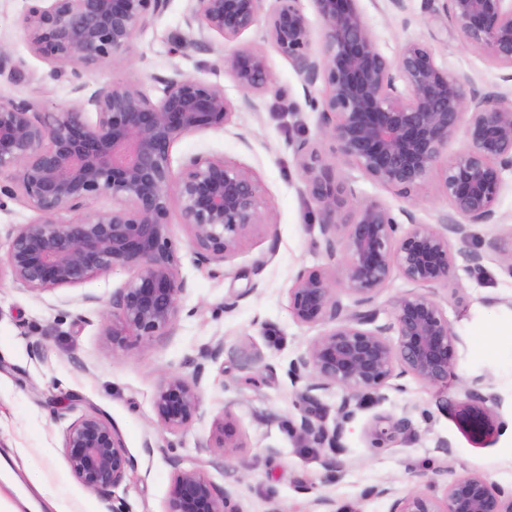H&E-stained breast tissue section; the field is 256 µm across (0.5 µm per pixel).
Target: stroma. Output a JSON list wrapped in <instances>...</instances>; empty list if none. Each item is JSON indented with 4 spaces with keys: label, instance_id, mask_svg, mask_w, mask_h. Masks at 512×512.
Masks as SVG:
<instances>
[{
    "label": "stroma",
    "instance_id": "35a3bbf8",
    "mask_svg": "<svg viewBox=\"0 0 512 512\" xmlns=\"http://www.w3.org/2000/svg\"><path fill=\"white\" fill-rule=\"evenodd\" d=\"M188 0H169L166 11L141 31L130 56L119 64L101 62L83 69L89 89L112 83L139 85L159 97L154 78L181 71L223 86L233 105L226 129L186 135L171 149L173 166L194 154L238 163L259 178L274 231L250 240L226 261L221 272L197 261L187 244L178 214H171L178 246L179 276L185 283L180 315L174 328L149 341L130 340L113 348L106 334L112 296L130 274L122 268L81 285L35 294L0 276V445L15 449L10 469L0 471V486L11 474L22 481L47 483L66 512H103L99 495L70 473L63 451L67 422L88 409L107 416L119 430L135 459V470L119 487L131 512H165L177 470L198 469L217 487L231 491L241 512H266L276 502L282 512H311L312 501L331 498L338 512H389L391 501L371 495L385 483L396 494L422 488L424 476L449 468L476 473L512 488V276L504 265L512 257V171L503 174L497 210L501 225L479 228L476 248L485 254V272L470 275L455 266L449 282L429 287L442 301L459 336L454 376L445 389L425 386L412 377L395 378L368 395L346 426L342 448H309L294 431L300 421L301 384L288 376L291 361L320 330L298 323L289 310L288 290L304 268L333 267L322 243L316 206L299 168L297 146L307 142L326 162H333V144L321 132V117L310 101L322 98L325 87L304 92L291 62L265 38L258 23L233 46L262 48L275 76L274 85L255 94V107L244 103L229 71L221 69L217 52L224 40L213 36L215 50L193 48L174 52L187 37ZM405 11L360 0L381 51L396 58L412 38L431 39L438 64L484 90L506 89L507 70L463 40L447 35L446 18L432 16L427 0H406ZM25 0H0V41L11 47L18 77L0 74L1 99H30L48 112L74 106L70 75L54 76L53 66L31 53L19 19ZM339 174L357 194L385 205L393 215L412 208L424 223L447 210V201L429 194L416 204L394 191L342 166ZM459 300H452V293ZM238 298L233 310L224 303ZM223 342L226 353L205 364L200 385L201 417L187 429L172 433L156 422L152 396L172 372L185 369L187 358L201 346ZM259 350L263 362L254 381H246L236 352ZM483 376L501 398L499 430L493 439L476 440L447 409L465 383ZM230 412L243 436V463L229 462L221 450L203 448L211 423ZM408 415L412 427L405 438L383 448L372 447L364 428L375 415ZM451 443L453 453L435 449L437 439ZM335 456V470L323 460Z\"/></svg>",
    "mask_w": 512,
    "mask_h": 512
}]
</instances>
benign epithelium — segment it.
<instances>
[{
	"label": "benign epithelium",
	"mask_w": 512,
	"mask_h": 512,
	"mask_svg": "<svg viewBox=\"0 0 512 512\" xmlns=\"http://www.w3.org/2000/svg\"><path fill=\"white\" fill-rule=\"evenodd\" d=\"M263 0H192L186 43L211 48L210 36L230 43L258 24ZM301 0H271L266 38L294 67L305 92L321 82L328 93L311 104L321 113L324 135L334 144L329 164L303 142L299 166L314 202L327 254L334 267L301 270L288 290L294 319L324 330L292 360V382L305 380L303 410L295 433L320 448L341 446L352 402L377 392L393 378L412 376L442 387L454 376L457 337L442 304L422 288L448 281L455 256L473 276L484 273V256L473 248L477 226L499 225L497 201L503 172L512 170V95H490L437 64L432 45L420 38L404 44L392 61L372 35L360 0H309L322 24L321 49H309L310 26ZM432 13L450 21L449 32L512 69V0H428ZM169 0H28L21 18L28 47L70 72L82 91V72L101 61H121L137 35L161 15ZM245 102L274 85L259 47L222 54ZM162 96L114 83L93 91L63 112L39 113L27 100H0V196L20 197L37 213L8 233L0 271L35 293L74 287L119 267L127 284L112 295V348L129 337L149 340L177 322L184 282L178 275L170 214L178 207L188 245L206 265L235 255L260 229L272 232L259 181L244 167L204 154L175 169L170 150L181 137L224 129L232 104L224 88L179 71L156 75ZM462 133L465 150L445 160L448 140ZM346 165L365 179L410 199L431 187L450 212L426 224L405 212L401 230L387 207L362 200L337 174ZM112 208L67 221L63 215L95 198ZM407 289L379 323L377 299L394 278ZM352 297L342 304L336 285ZM260 351L240 358L251 375ZM204 372L168 374L155 390L157 423L179 432L200 419ZM338 388L339 419L328 427L309 406L317 392ZM501 398L483 378L465 385L451 402L456 416L477 436L495 433ZM408 416L379 414L365 428L375 448L405 437ZM203 448H219L240 459L243 437L233 416L214 420ZM64 455L72 476L100 494L106 512H126L113 489L135 469L133 457L113 423L90 411L64 431ZM445 484L425 480L427 490L394 498L389 512H512L507 492L477 474L446 472ZM166 512H239L230 494L196 469L177 471Z\"/></svg>",
	"instance_id": "7a95c632"
}]
</instances>
